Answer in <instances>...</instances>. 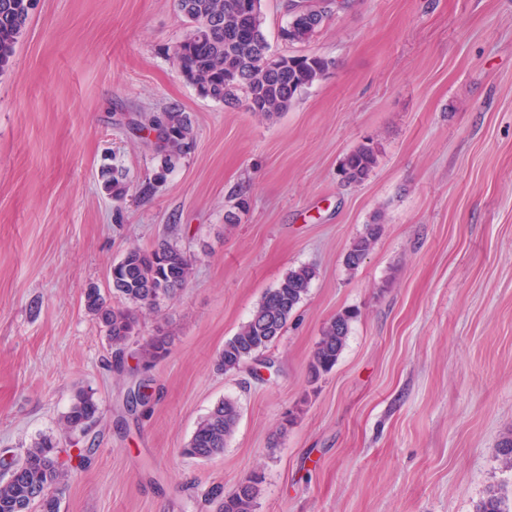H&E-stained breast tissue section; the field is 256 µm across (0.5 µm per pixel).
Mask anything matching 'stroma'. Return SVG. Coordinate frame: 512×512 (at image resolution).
I'll list each match as a JSON object with an SVG mask.
<instances>
[{
  "instance_id": "stroma-1",
  "label": "stroma",
  "mask_w": 512,
  "mask_h": 512,
  "mask_svg": "<svg viewBox=\"0 0 512 512\" xmlns=\"http://www.w3.org/2000/svg\"><path fill=\"white\" fill-rule=\"evenodd\" d=\"M287 0H263L272 52L334 62L280 117L202 98L172 61L175 0H34L0 73V455L58 435L76 393L102 412L60 512H216L214 489L263 477L256 512H475L512 499V0H332L288 45ZM179 104L194 143L164 180L142 125ZM378 148L363 182L339 167ZM128 170L120 199L99 171ZM237 223L224 215L237 195ZM383 231L356 270L352 241ZM168 238L194 259L139 313L117 370L87 289ZM316 270L284 333L238 371L216 358L289 270ZM355 314L334 369L308 365ZM169 353L128 411L144 341ZM240 409L223 456L182 453L219 400ZM294 423L285 424L288 412ZM353 318L354 313L347 310L336 314L327 324L309 363L310 382L318 381L336 366L346 344Z\"/></svg>"
}]
</instances>
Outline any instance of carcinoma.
<instances>
[{
    "label": "carcinoma",
    "instance_id": "1",
    "mask_svg": "<svg viewBox=\"0 0 512 512\" xmlns=\"http://www.w3.org/2000/svg\"><path fill=\"white\" fill-rule=\"evenodd\" d=\"M176 7L187 25L182 41L173 48L174 64L186 81L198 88V94L227 106L244 94L248 108L267 118L290 109L298 97L319 81L334 66V61L321 56L275 55L264 31L262 0H176ZM287 7L286 23L279 38L286 44L309 41L328 16L323 4L308 5L309 16L299 18L295 9ZM32 9V0H0V73L6 71L15 53ZM162 127L174 133L162 145L161 168L155 179H164L175 161L193 141L191 120L177 104L148 119V127ZM376 164L375 150L362 145L342 161L340 176L348 184L364 181ZM103 188L115 198L130 188L127 173L117 166L101 170ZM382 218L368 224L351 243L345 264L358 268L383 231ZM193 259L168 239L158 240L151 248H132L112 266V295L119 298L114 306L97 288L85 292V309L105 328L106 339L117 356H122L131 339L137 335L136 311L151 308L157 301L174 296L190 280ZM316 271L302 266L291 270L280 284L266 291L250 318L224 342L217 365L233 372L257 353L273 344L306 296ZM354 313L336 314L327 324L309 363V382L314 383L330 373L344 349ZM167 337L158 334L146 341L138 352V367L147 373L166 356ZM148 379L139 378L128 391L127 402L145 406L150 401ZM239 410L231 399L218 401L198 422L190 440L182 448L186 456L201 460L224 454L227 441L234 434ZM99 419V406L93 395L80 391L63 416L64 437L74 432L87 433V424ZM60 441L44 436L25 449L17 459L0 461V512H59L55 490L66 475L59 462ZM262 476L245 477L228 494L212 492L218 500V512H255ZM476 512H512L505 497L488 492Z\"/></svg>",
    "mask_w": 512,
    "mask_h": 512
}]
</instances>
